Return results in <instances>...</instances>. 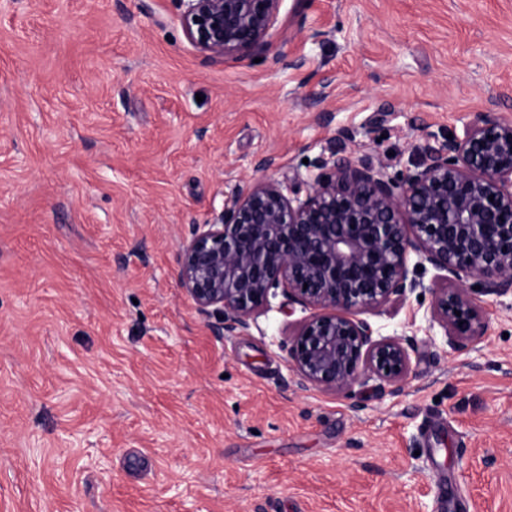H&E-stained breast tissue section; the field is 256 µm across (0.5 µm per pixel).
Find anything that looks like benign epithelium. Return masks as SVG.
<instances>
[{
  "mask_svg": "<svg viewBox=\"0 0 512 512\" xmlns=\"http://www.w3.org/2000/svg\"><path fill=\"white\" fill-rule=\"evenodd\" d=\"M283 0H179L189 43L224 62L266 54ZM304 196L285 178L237 189L180 246L178 280L216 333L245 332L281 289L312 310L286 347L302 390L349 393L366 376L400 393L413 340L379 338L364 315L421 287L408 262L512 294V121L489 114L463 136L434 139L399 182L369 157L338 146L319 156ZM434 313L454 352L484 335L487 313L469 289L432 287Z\"/></svg>",
  "mask_w": 512,
  "mask_h": 512,
  "instance_id": "7a95c632",
  "label": "benign epithelium"
}]
</instances>
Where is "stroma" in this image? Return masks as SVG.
I'll return each mask as SVG.
<instances>
[{
  "label": "stroma",
  "mask_w": 512,
  "mask_h": 512,
  "mask_svg": "<svg viewBox=\"0 0 512 512\" xmlns=\"http://www.w3.org/2000/svg\"><path fill=\"white\" fill-rule=\"evenodd\" d=\"M178 0H0V512H512V295L451 351L431 285L394 396L302 390L308 312L217 335L181 244L265 157L343 140L403 179L432 136L512 120V0H284L277 60L213 63Z\"/></svg>",
  "instance_id": "35a3bbf8"
}]
</instances>
